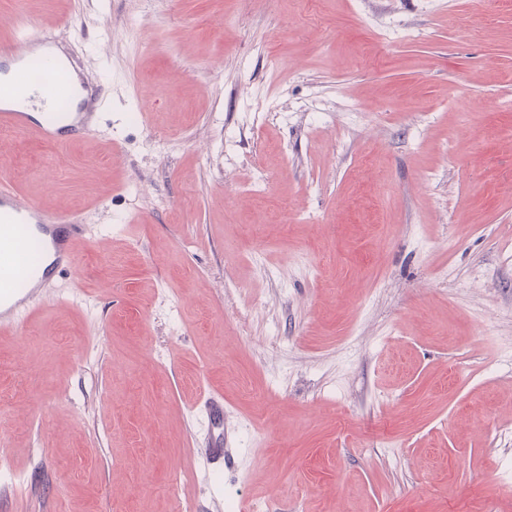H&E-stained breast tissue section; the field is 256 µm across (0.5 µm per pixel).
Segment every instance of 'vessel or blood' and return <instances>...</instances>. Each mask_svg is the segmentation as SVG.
Listing matches in <instances>:
<instances>
[{"mask_svg": "<svg viewBox=\"0 0 512 512\" xmlns=\"http://www.w3.org/2000/svg\"><path fill=\"white\" fill-rule=\"evenodd\" d=\"M29 48L42 50L41 76H33L24 55L0 49V58L13 62L9 80L0 81V127L22 136L58 144L64 135L88 136L98 131L101 114L97 89L81 66L60 69L52 53L59 43L51 34L32 28L23 34ZM36 229L42 263L31 264L26 256L27 232ZM83 227L76 216L54 215L38 204L25 202L8 185L0 186V329L21 330L24 313L40 288L61 271H73L79 262ZM204 411L214 440L206 456L224 455V405L207 399Z\"/></svg>", "mask_w": 512, "mask_h": 512, "instance_id": "1", "label": "vessel or blood"}]
</instances>
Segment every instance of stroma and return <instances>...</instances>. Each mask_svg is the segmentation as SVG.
<instances>
[{"mask_svg": "<svg viewBox=\"0 0 512 512\" xmlns=\"http://www.w3.org/2000/svg\"><path fill=\"white\" fill-rule=\"evenodd\" d=\"M25 21L106 108L0 129L85 226L0 332V512H512V0H0ZM204 411L208 428L218 432L204 448L205 455L213 459L224 457V405L218 399L209 398L205 401Z\"/></svg>", "mask_w": 512, "mask_h": 512, "instance_id": "35a3bbf8", "label": "stroma"}]
</instances>
